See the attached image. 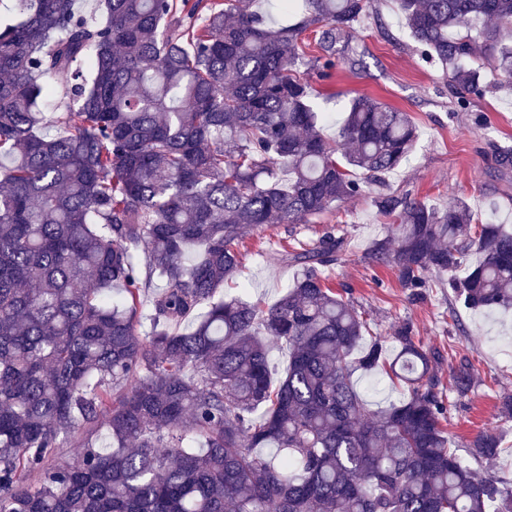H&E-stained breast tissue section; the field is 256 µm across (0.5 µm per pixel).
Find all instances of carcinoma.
Returning a JSON list of instances; mask_svg holds the SVG:
<instances>
[{
    "instance_id": "cac0c4a2",
    "label": "carcinoma",
    "mask_w": 512,
    "mask_h": 512,
    "mask_svg": "<svg viewBox=\"0 0 512 512\" xmlns=\"http://www.w3.org/2000/svg\"><path fill=\"white\" fill-rule=\"evenodd\" d=\"M6 2L0 512H512V485L465 465L442 428V352L408 326L388 348L327 286L341 240L284 251L298 273L271 304L225 294L244 239L361 195L416 145L407 113L365 95L328 140L297 76L302 33L320 28L332 68L366 0H277L285 16L305 7L294 24L236 0H98V16L78 0ZM394 3L461 91L483 94L487 65L512 80V0ZM59 73L68 103L47 120ZM489 147L512 170V147ZM375 203L393 222L368 258L412 296L432 271L469 310L512 309V231L463 201ZM378 369L408 395L373 410L353 376ZM474 375L460 357L456 397ZM79 432L112 444L59 460ZM500 445L466 443L476 460Z\"/></svg>"
}]
</instances>
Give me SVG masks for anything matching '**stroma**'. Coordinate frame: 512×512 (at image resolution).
<instances>
[{
	"instance_id": "obj_1",
	"label": "stroma",
	"mask_w": 512,
	"mask_h": 512,
	"mask_svg": "<svg viewBox=\"0 0 512 512\" xmlns=\"http://www.w3.org/2000/svg\"><path fill=\"white\" fill-rule=\"evenodd\" d=\"M301 39L307 64L299 74L316 91L315 107L331 115L323 129L327 139H337L355 96L401 109L416 124L419 139L408 162L386 174L384 188L438 208L460 199L479 217L512 225V171L498 172L489 150L493 140L512 146V88H503L498 73L484 70V96H462L445 68L416 51L393 0H367L365 15L347 39L348 54L360 61L356 68L340 63L329 78H319L308 66L320 55L315 29L304 31ZM378 190L369 186L310 223L280 224L251 236L229 291L245 293L254 302H274L296 275L295 267L281 259L285 246L295 240L313 242L328 232L341 238L340 259L324 272L328 285L346 292L373 332L389 336L407 323L416 341L440 349L441 389L451 386L457 356L470 358L475 388L466 398L450 400L444 428L458 444L480 432L501 435L499 455L478 468L512 482V421L501 420L498 412L500 396L512 394V311L464 309L435 273L427 274L424 295L415 300L393 267L369 264L365 253L374 239L385 236L389 222L375 206Z\"/></svg>"
}]
</instances>
